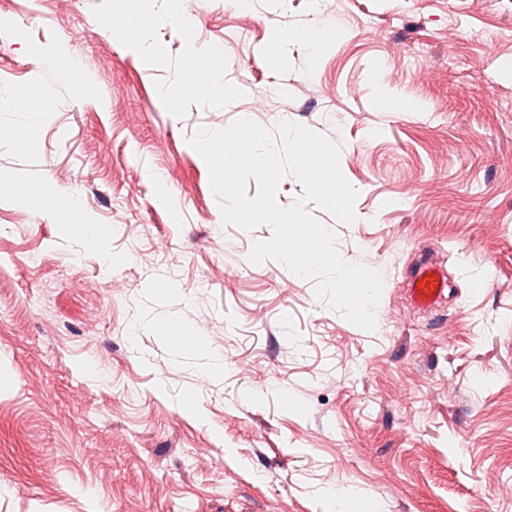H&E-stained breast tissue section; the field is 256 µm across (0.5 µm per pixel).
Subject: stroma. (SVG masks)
I'll return each mask as SVG.
<instances>
[{"label": "stroma", "instance_id": "obj_1", "mask_svg": "<svg viewBox=\"0 0 512 512\" xmlns=\"http://www.w3.org/2000/svg\"><path fill=\"white\" fill-rule=\"evenodd\" d=\"M115 7L0 0V512H512V0ZM195 51L230 101L185 93ZM243 113L340 146L356 219L313 213L381 276L374 330L223 224L190 140ZM123 1L129 2L123 10H121L115 16L113 15V28L132 32H138L147 29L151 24V15L138 9L135 6L134 1L138 0ZM431 275H435L433 281H429ZM417 282H421V285H417ZM447 288L448 278L441 270L432 264H424L411 283V298L417 307L430 309L441 302Z\"/></svg>", "mask_w": 512, "mask_h": 512}]
</instances>
